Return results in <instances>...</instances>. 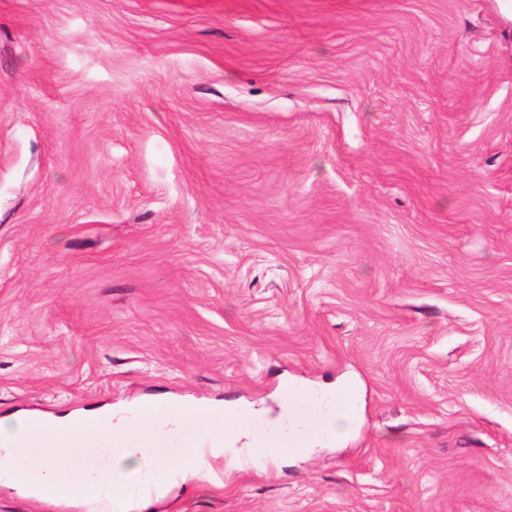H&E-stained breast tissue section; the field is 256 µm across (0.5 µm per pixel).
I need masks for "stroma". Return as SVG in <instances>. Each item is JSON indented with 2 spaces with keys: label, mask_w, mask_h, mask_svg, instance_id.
Listing matches in <instances>:
<instances>
[{
  "label": "stroma",
  "mask_w": 512,
  "mask_h": 512,
  "mask_svg": "<svg viewBox=\"0 0 512 512\" xmlns=\"http://www.w3.org/2000/svg\"><path fill=\"white\" fill-rule=\"evenodd\" d=\"M346 378L147 512H512L496 0H0V416Z\"/></svg>",
  "instance_id": "35a3bbf8"
}]
</instances>
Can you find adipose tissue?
Masks as SVG:
<instances>
[{"instance_id":"obj_1","label":"adipose tissue","mask_w":512,"mask_h":512,"mask_svg":"<svg viewBox=\"0 0 512 512\" xmlns=\"http://www.w3.org/2000/svg\"><path fill=\"white\" fill-rule=\"evenodd\" d=\"M138 428H130L127 416L117 412L110 424L112 452H105L97 433L100 427L98 414L55 417L49 414L34 415L20 420L9 416L0 418V479L19 489L24 495L40 499H68L89 501L95 498L100 481L111 483L113 512H131L135 499L126 490L127 480L146 465H153L155 484L159 496H166L178 481L194 475L187 463L188 451L175 448L147 460L142 443L161 444L163 434L178 435L188 439L199 431L209 430L228 436L226 455L236 458L250 453L252 434L249 425L226 428L225 417L239 416L234 405L201 407L192 404L168 412L164 402H154L138 407ZM31 431L41 434L43 441L36 451L41 459L39 484H31L24 472L13 465L14 449L8 448L11 437ZM84 460L101 461L99 479L85 478L74 481L65 477L62 466H72Z\"/></svg>"}]
</instances>
